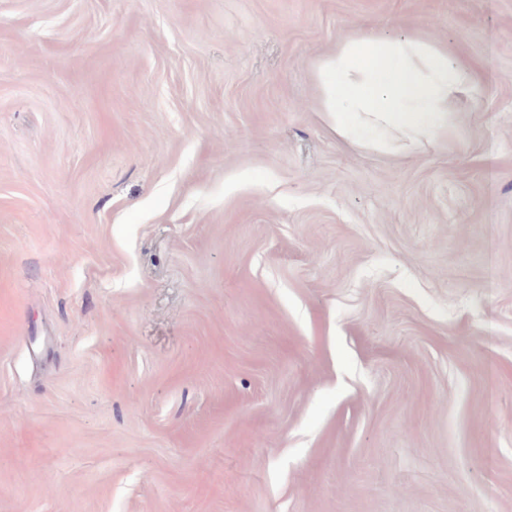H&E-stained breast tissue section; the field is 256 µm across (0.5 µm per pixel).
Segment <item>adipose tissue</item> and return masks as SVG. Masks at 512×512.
<instances>
[{
  "label": "adipose tissue",
  "mask_w": 512,
  "mask_h": 512,
  "mask_svg": "<svg viewBox=\"0 0 512 512\" xmlns=\"http://www.w3.org/2000/svg\"><path fill=\"white\" fill-rule=\"evenodd\" d=\"M322 112L343 139L374 134L390 153L447 142L460 107L489 84L467 63L416 35L386 38L365 28L320 58Z\"/></svg>",
  "instance_id": "obj_1"
}]
</instances>
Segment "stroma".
<instances>
[{"label": "stroma", "instance_id": "stroma-1", "mask_svg": "<svg viewBox=\"0 0 512 512\" xmlns=\"http://www.w3.org/2000/svg\"><path fill=\"white\" fill-rule=\"evenodd\" d=\"M364 26L447 148L333 132ZM0 512H512V0H0ZM322 112L347 140L374 134L390 153L448 142L460 107L489 94L467 63L417 35L386 38L365 28L320 58Z\"/></svg>", "mask_w": 512, "mask_h": 512}]
</instances>
